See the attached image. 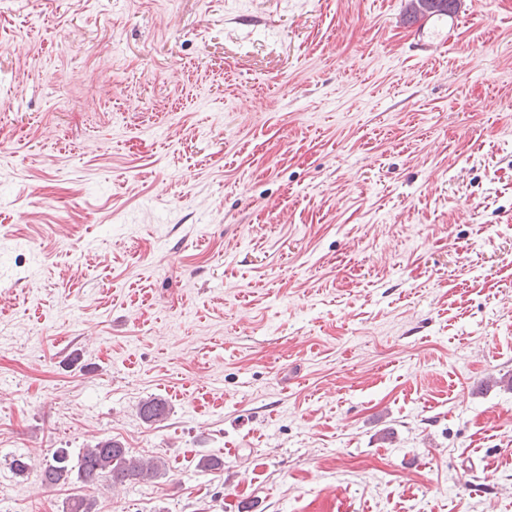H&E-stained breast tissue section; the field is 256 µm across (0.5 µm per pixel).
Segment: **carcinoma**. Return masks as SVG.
I'll return each mask as SVG.
<instances>
[{
	"mask_svg": "<svg viewBox=\"0 0 512 512\" xmlns=\"http://www.w3.org/2000/svg\"><path fill=\"white\" fill-rule=\"evenodd\" d=\"M454 5L455 0H416V11L428 15L446 13ZM139 413L147 422H158L164 418L166 406L160 400H145L140 405ZM161 466L163 461L158 457H136L121 443L102 439L93 447L82 449L74 466L68 464L66 449H57L52 461L40 468V479L47 486L65 485L74 480L84 486L100 481L116 485L130 479L152 478L158 474ZM66 512H94V502L84 494L75 493L66 502Z\"/></svg>",
	"mask_w": 512,
	"mask_h": 512,
	"instance_id": "cac0c4a2",
	"label": "carcinoma"
}]
</instances>
